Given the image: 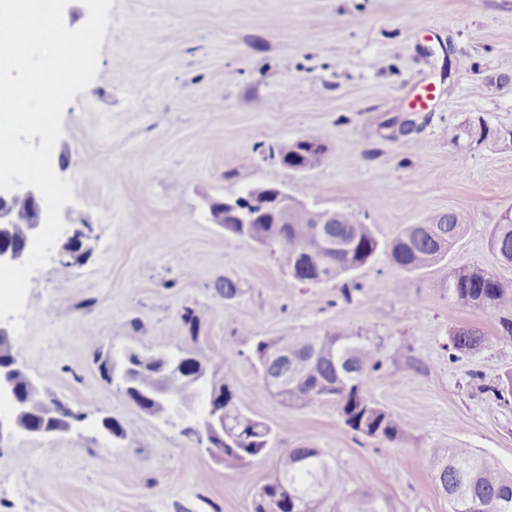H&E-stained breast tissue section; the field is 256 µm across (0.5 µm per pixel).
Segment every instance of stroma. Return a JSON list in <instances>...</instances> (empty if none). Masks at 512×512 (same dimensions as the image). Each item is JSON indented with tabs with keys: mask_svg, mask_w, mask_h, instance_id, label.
I'll list each match as a JSON object with an SVG mask.
<instances>
[{
	"mask_svg": "<svg viewBox=\"0 0 512 512\" xmlns=\"http://www.w3.org/2000/svg\"><path fill=\"white\" fill-rule=\"evenodd\" d=\"M109 16L98 72L65 108L52 155L75 200L10 342L84 419L0 441V512H253L280 454L303 444L330 461L331 499L367 492L383 512H451L422 463L434 448L512 471V397L491 394L512 382V307L488 318L443 292L462 266L512 279L490 245L512 209V0H114ZM310 131L324 165L283 168L280 146ZM261 185L314 210L366 206L380 249L355 272L352 301L342 280L299 283L212 221L213 202ZM451 210L470 223L442 260L391 263L402 228ZM189 309L202 314L193 330ZM465 328L484 343L449 360ZM327 331L378 346L384 371L365 389L410 422L405 440L347 430L332 401L291 407L257 392L253 337ZM131 347L188 350L210 369L235 360L239 406L277 433L249 479L103 378L102 361ZM104 416L121 437L101 430Z\"/></svg>",
	"mask_w": 512,
	"mask_h": 512,
	"instance_id": "obj_1",
	"label": "stroma"
}]
</instances>
